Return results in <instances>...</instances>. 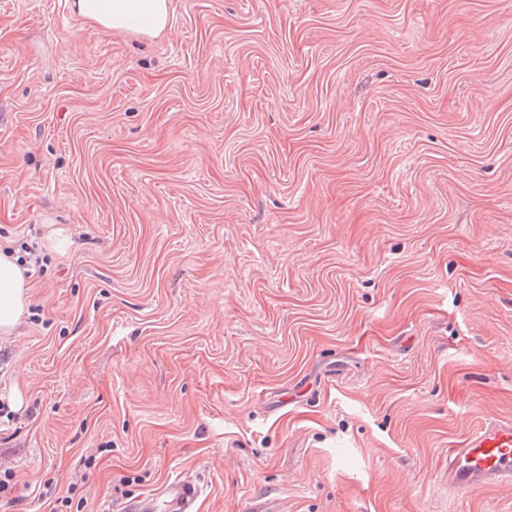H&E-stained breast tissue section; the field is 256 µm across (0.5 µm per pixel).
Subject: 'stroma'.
Returning <instances> with one entry per match:
<instances>
[{"mask_svg": "<svg viewBox=\"0 0 512 512\" xmlns=\"http://www.w3.org/2000/svg\"><path fill=\"white\" fill-rule=\"evenodd\" d=\"M70 242L55 249L56 239ZM0 512H512V0H0ZM76 14L114 31L160 33L168 22V0H74ZM38 248L36 243L22 245V250L28 257L13 256L9 248L0 251V332L9 334L20 322L29 305L28 282L24 272L28 259L35 255ZM23 266H20L17 262ZM505 483H512V420L491 421L449 449L448 488L455 494ZM202 487L191 478L179 477L158 493L130 501L126 512H197Z\"/></svg>", "mask_w": 512, "mask_h": 512, "instance_id": "obj_1", "label": "stroma"}]
</instances>
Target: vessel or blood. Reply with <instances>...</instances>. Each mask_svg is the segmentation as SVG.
Returning a JSON list of instances; mask_svg holds the SVG:
<instances>
[{
	"label": "vessel or blood",
	"instance_id": "b4317fda",
	"mask_svg": "<svg viewBox=\"0 0 512 512\" xmlns=\"http://www.w3.org/2000/svg\"><path fill=\"white\" fill-rule=\"evenodd\" d=\"M512 483V420H495L448 451V487L463 495L483 486ZM202 488L180 477L158 493L130 501L126 512H197Z\"/></svg>",
	"mask_w": 512,
	"mask_h": 512
}]
</instances>
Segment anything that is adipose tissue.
<instances>
[{
    "instance_id": "ef3b65f1",
    "label": "adipose tissue",
    "mask_w": 512,
    "mask_h": 512,
    "mask_svg": "<svg viewBox=\"0 0 512 512\" xmlns=\"http://www.w3.org/2000/svg\"><path fill=\"white\" fill-rule=\"evenodd\" d=\"M76 14L114 31L160 33L168 22V0H73ZM25 269L0 251V332L10 333L29 304Z\"/></svg>"
}]
</instances>
